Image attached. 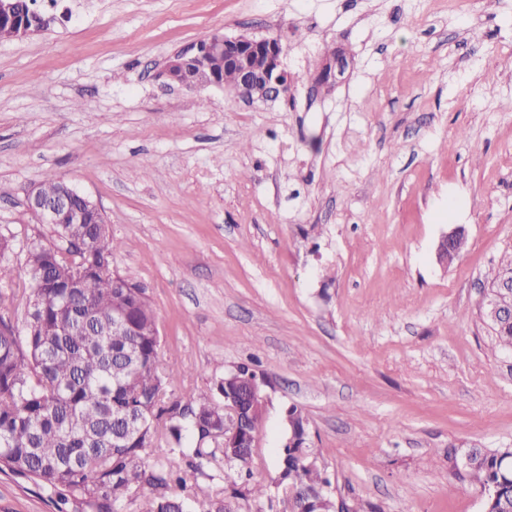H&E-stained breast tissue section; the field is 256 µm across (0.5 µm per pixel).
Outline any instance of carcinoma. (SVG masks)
<instances>
[{
	"label": "carcinoma",
	"mask_w": 512,
	"mask_h": 512,
	"mask_svg": "<svg viewBox=\"0 0 512 512\" xmlns=\"http://www.w3.org/2000/svg\"><path fill=\"white\" fill-rule=\"evenodd\" d=\"M0 16V40L14 38L38 16L51 29L55 17L35 9L36 0ZM66 244L32 241L26 271L34 288L26 300L25 336L0 316V471L32 479L39 487L73 498L91 512H121L133 488L152 494L149 512H187L170 492L183 481L181 464L196 474L217 456L238 475H251L262 411L247 402L240 415L238 447H224L230 417L224 396L244 400L257 373L240 366L206 391L164 400L170 385L158 367L160 335L143 289L112 287V258L122 245L97 224H60ZM126 323L112 327V313ZM288 446L279 456V484L288 490L283 512H331L320 494L324 472L309 464L307 420L296 407L286 415ZM167 462L150 464L147 451L160 438ZM465 474L485 493L484 512H512V448L468 451ZM196 485L209 512H236L233 499Z\"/></svg>",
	"instance_id": "1"
}]
</instances>
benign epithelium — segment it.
<instances>
[{
  "label": "benign epithelium",
  "instance_id": "7a95c632",
  "mask_svg": "<svg viewBox=\"0 0 512 512\" xmlns=\"http://www.w3.org/2000/svg\"><path fill=\"white\" fill-rule=\"evenodd\" d=\"M216 56L224 57V66L236 71L237 91L244 101H272L288 93L290 78L282 68L281 45L275 37L214 33L175 52L157 77L166 85L175 84L187 90L221 87L224 81L218 79L212 69V60ZM76 196L83 200L80 209L72 206ZM26 201L28 208L45 224H80L87 213L92 212L97 215V223L106 227L100 205L64 182L55 198H45L39 187L34 186L28 191Z\"/></svg>",
  "mask_w": 512,
  "mask_h": 512
}]
</instances>
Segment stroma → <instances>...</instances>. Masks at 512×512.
<instances>
[{
  "mask_svg": "<svg viewBox=\"0 0 512 512\" xmlns=\"http://www.w3.org/2000/svg\"><path fill=\"white\" fill-rule=\"evenodd\" d=\"M39 5L51 30L0 41V312L23 330L26 246L57 240L25 192L63 180L121 242L173 395L265 378L251 483L276 493L295 406L351 512H483L464 455L512 448V349L485 316L512 260V0ZM216 32L281 38L288 93L156 79ZM335 50L348 67L321 80ZM0 512L58 509L6 471ZM456 228H451L442 237L437 249V257L440 263L450 264L454 261L457 255L462 251L465 245L464 234L461 233L451 245V250L448 253V245L454 237Z\"/></svg>",
  "mask_w": 512,
  "mask_h": 512,
  "instance_id": "obj_1",
  "label": "stroma"
}]
</instances>
